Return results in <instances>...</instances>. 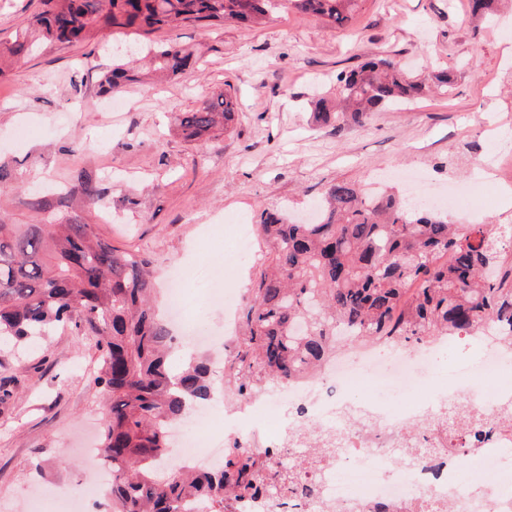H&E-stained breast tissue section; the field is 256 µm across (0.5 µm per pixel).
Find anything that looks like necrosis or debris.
I'll list each match as a JSON object with an SVG mask.
<instances>
[{"label": "necrosis or debris", "instance_id": "1", "mask_svg": "<svg viewBox=\"0 0 512 512\" xmlns=\"http://www.w3.org/2000/svg\"><path fill=\"white\" fill-rule=\"evenodd\" d=\"M400 185L408 201L438 211L460 206L456 186L433 192L414 174L401 177ZM451 346L461 357L449 366L446 385L429 396L411 395L412 386L431 377L439 354ZM375 381L392 385L405 397V407L348 399L351 385ZM454 404L472 419L500 421L473 445L481 468L511 466L512 327L435 336L410 352L390 341L361 340L288 386L228 403L224 434L254 457L299 458L312 450L318 459L315 466L297 470L299 484L312 487L311 496L242 498L230 512H365L376 502L395 505L399 512H512L511 489L484 481L480 472L460 479L458 436L446 426ZM418 419L430 426L432 451H423L406 433ZM211 423V414L201 412L174 428L173 451L181 465L199 469L222 461L223 448L205 434Z\"/></svg>", "mask_w": 512, "mask_h": 512}]
</instances>
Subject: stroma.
Here are the masks:
<instances>
[{"mask_svg": "<svg viewBox=\"0 0 512 512\" xmlns=\"http://www.w3.org/2000/svg\"><path fill=\"white\" fill-rule=\"evenodd\" d=\"M494 21L470 0H359L342 27L294 9L268 23L179 25L154 40L200 49V70L160 86L126 84L102 94L111 45L134 40L109 31L51 46L21 67L0 71V223L79 220L112 246L146 257L164 307L175 276L195 294L185 317L220 336L226 305L207 299L202 276L237 291L242 311L261 262L241 259V278L224 265L232 227L258 224L267 207L308 220L329 182L366 184L398 169L438 187L481 181L465 207L487 224H512V166L478 175L473 158L495 155L512 137V0H496ZM381 52L415 75L430 66L455 72L448 94L373 113L363 123L316 120L313 103L336 95L337 73ZM237 100L231 128L185 141L177 114L219 91ZM99 204L84 211L85 192ZM41 210H33V201ZM97 355L72 327L38 347L0 346V512H30L33 494L81 489V451L99 443L108 404L93 383Z\"/></svg>", "mask_w": 512, "mask_h": 512, "instance_id": "stroma-1", "label": "stroma"}]
</instances>
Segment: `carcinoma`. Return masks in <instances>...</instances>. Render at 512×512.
Returning a JSON list of instances; mask_svg holds the SVG:
<instances>
[{"label":"carcinoma","instance_id":"cac0c4a2","mask_svg":"<svg viewBox=\"0 0 512 512\" xmlns=\"http://www.w3.org/2000/svg\"><path fill=\"white\" fill-rule=\"evenodd\" d=\"M357 0H42L41 10L0 45V63L19 66L39 50L89 40L113 29L143 37L139 53L154 74L195 68V51L151 35L173 24H257L282 7L342 26ZM139 61L114 63L100 80L118 92L138 80ZM454 77L431 68L408 75L393 55L378 54L336 74L339 103L321 98L324 122L407 103ZM232 96L218 94L177 118L184 139L199 141L235 119ZM317 219L296 224L288 211L263 210L260 232L267 266L244 301L246 326L231 351L227 384L243 396L258 386L288 384L320 366L343 338L338 330L406 346L486 325H512V272L502 271L512 236L494 224L459 228L448 217L391 194L372 197L351 183L330 182L316 200ZM149 261L101 241L90 224L0 223V343H36L70 323L98 354L93 379L111 396L100 451L112 475V512H184L194 503L228 512L253 483L277 498L311 494L287 477L282 462L254 458L232 443L217 471H165L170 427L193 403L211 396L209 368L194 360L175 372L173 337L153 305Z\"/></svg>","mask_w":512,"mask_h":512}]
</instances>
